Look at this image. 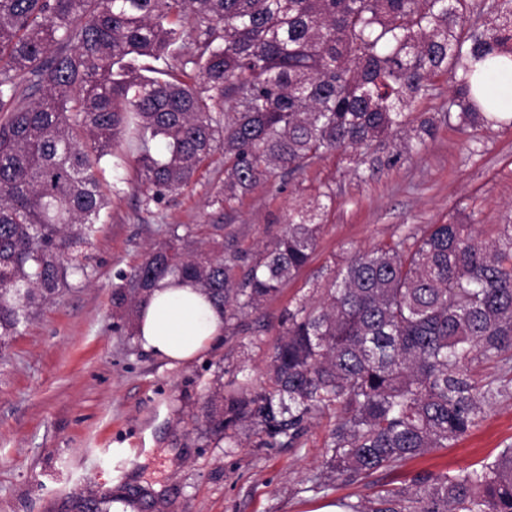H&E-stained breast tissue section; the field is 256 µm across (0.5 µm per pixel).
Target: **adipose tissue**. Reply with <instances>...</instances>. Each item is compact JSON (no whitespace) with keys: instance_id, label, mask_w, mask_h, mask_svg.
Masks as SVG:
<instances>
[{"instance_id":"adipose-tissue-1","label":"adipose tissue","mask_w":512,"mask_h":512,"mask_svg":"<svg viewBox=\"0 0 512 512\" xmlns=\"http://www.w3.org/2000/svg\"><path fill=\"white\" fill-rule=\"evenodd\" d=\"M223 329V313L198 286L163 281L141 307L138 341L153 355L182 364L199 356Z\"/></svg>"}]
</instances>
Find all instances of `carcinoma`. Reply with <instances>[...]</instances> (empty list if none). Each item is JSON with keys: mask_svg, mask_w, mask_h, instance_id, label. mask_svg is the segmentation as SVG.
<instances>
[{"mask_svg": "<svg viewBox=\"0 0 512 512\" xmlns=\"http://www.w3.org/2000/svg\"><path fill=\"white\" fill-rule=\"evenodd\" d=\"M477 24L466 0H0V351L33 310L85 272L111 204L101 160L130 137L137 191L157 202L221 155L220 205L404 131L414 103L446 75L463 130L500 123L473 89L479 66L512 56V0ZM197 32L183 56L181 29ZM138 57L179 60L136 66ZM179 226L112 293L128 335L166 277L196 284L224 320L257 310L309 263L311 210L237 278L224 225ZM269 365L270 389L233 381L209 396L197 431L227 448L254 428L294 446L319 411H336L328 480L361 482L446 448L512 395V224H431L357 251L318 301L301 299ZM481 365L498 376L482 382ZM419 490L342 503L345 512H512V444L478 467L415 477ZM110 496L73 494L57 512H112Z\"/></svg>", "mask_w": 512, "mask_h": 512, "instance_id": "carcinoma-1", "label": "carcinoma"}]
</instances>
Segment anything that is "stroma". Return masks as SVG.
<instances>
[{"label":"stroma","mask_w":512,"mask_h":512,"mask_svg":"<svg viewBox=\"0 0 512 512\" xmlns=\"http://www.w3.org/2000/svg\"><path fill=\"white\" fill-rule=\"evenodd\" d=\"M452 95L441 76L417 100L434 132L395 164L387 159L402 145L399 136L366 149L361 168L334 152L226 206L215 201L221 162L202 168L178 194L146 205L133 193L127 146L106 157L102 184L112 203L81 249L87 276L69 277L0 358V512H52L80 490L129 501L131 512H325L343 500L411 485L423 472L468 468L512 444V398L501 399L451 447L378 472L368 484L338 482L315 493L334 411L310 420L293 448L262 444L245 428L235 448L197 432L218 379L244 374L256 390L268 388L284 309L298 298H320L355 251L429 224L488 230L512 221V125L460 131L447 114ZM318 200L322 234L307 266L260 310L225 324L192 362L161 360L119 328L113 287L167 240L168 225H223L225 253L246 266L289 215Z\"/></svg>","instance_id":"obj_1"}]
</instances>
